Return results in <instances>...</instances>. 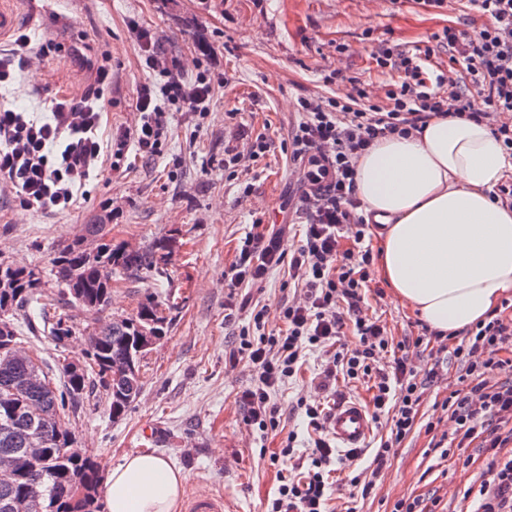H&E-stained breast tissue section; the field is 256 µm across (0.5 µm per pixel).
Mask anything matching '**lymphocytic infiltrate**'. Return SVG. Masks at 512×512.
Returning <instances> with one entry per match:
<instances>
[{
	"label": "lymphocytic infiltrate",
	"mask_w": 512,
	"mask_h": 512,
	"mask_svg": "<svg viewBox=\"0 0 512 512\" xmlns=\"http://www.w3.org/2000/svg\"><path fill=\"white\" fill-rule=\"evenodd\" d=\"M467 2L490 20L478 33L447 26L422 48H377V66L399 75L386 93V106L362 107L366 91L356 84L343 99L298 97L291 143L293 157L305 163L307 188L295 210L303 226L301 243L288 252L282 247V231L246 234L228 270L232 286L258 288L284 265L299 292L282 311L284 330L266 331V310L254 307L252 330H241L238 342L224 354L226 364L245 361L256 372L255 383L237 398L247 425L263 433L277 429L281 408L276 391L300 370L304 350L323 355L315 379L322 401L297 405L311 432L306 467L282 478L266 512H329L330 467L346 461L326 427L332 405L345 400L336 388L337 377L371 380V418L391 422L366 476L348 479L352 494L366 499L376 490L392 448L414 431L421 396L438 376L434 367L418 372L409 339L394 341L386 326L362 309L372 257L364 244L367 220L356 191V163L379 138L420 129L436 115L486 123L512 155V0ZM129 27L137 34L145 68L158 72L160 79L140 87L136 123L110 141L99 136L104 91L112 83L110 49L101 51L81 97L55 99L48 118L0 104V184L14 189L27 210H71L100 159L109 160L116 171L132 148L146 159L162 156L167 106L206 111L218 77L205 68L185 78L166 63L148 30L135 20ZM439 47L459 65L458 77L433 68L431 58ZM347 330L358 344L344 351L336 343ZM463 334L452 351L460 386L442 408L456 425L459 447L475 443L486 455L475 512H512V358L498 356L499 350L512 348V316L491 314Z\"/></svg>",
	"instance_id": "1"
}]
</instances>
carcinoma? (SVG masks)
<instances>
[{
    "mask_svg": "<svg viewBox=\"0 0 512 512\" xmlns=\"http://www.w3.org/2000/svg\"><path fill=\"white\" fill-rule=\"evenodd\" d=\"M86 234L100 241L94 257L85 254L82 239L65 245L53 258L55 278L61 294L70 302L98 313L104 310L112 293V275L120 270L137 274L157 268L159 245L145 252L130 253L112 248L106 225L88 224ZM0 280L13 288L0 290V307L15 311L35 299L41 287L37 274L24 267H0ZM44 322L51 324L53 340L65 346L72 329L62 316L41 308ZM148 327L165 331V316L152 297L140 303L136 314L109 321L93 328L89 338L87 369L80 374L66 371L64 359L58 365L66 377L65 389L53 382L31 388L25 383L27 364L0 357V450L21 453L29 447V438L40 431L47 441L45 457L26 466L12 484L0 483V512H101L99 488L102 476L97 461L90 454L72 456L61 453L71 448L75 438L60 425L68 403L74 402L85 389L98 385L106 391L112 418L129 410L127 398L138 396L140 375L126 372V360L134 347L137 333ZM84 484L86 494L76 498L69 493L73 478Z\"/></svg>",
    "mask_w": 512,
    "mask_h": 512,
    "instance_id": "carcinoma-1",
    "label": "carcinoma"
}]
</instances>
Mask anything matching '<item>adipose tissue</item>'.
I'll return each instance as SVG.
<instances>
[{
	"label": "adipose tissue",
	"mask_w": 512,
	"mask_h": 512,
	"mask_svg": "<svg viewBox=\"0 0 512 512\" xmlns=\"http://www.w3.org/2000/svg\"><path fill=\"white\" fill-rule=\"evenodd\" d=\"M512 158L481 123L434 117L379 139L357 162V195L380 224L379 270L394 298L450 336L512 293V206L493 195ZM185 475L149 453L112 466L105 512H176Z\"/></svg>",
	"instance_id": "1"
}]
</instances>
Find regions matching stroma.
<instances>
[{"mask_svg":"<svg viewBox=\"0 0 512 512\" xmlns=\"http://www.w3.org/2000/svg\"><path fill=\"white\" fill-rule=\"evenodd\" d=\"M18 31L61 44L60 54L29 55L19 85L0 91V103L43 112L50 100L79 97L91 78L98 47L112 49V91L105 98L103 135L134 125L137 90L148 76L128 21L136 19L161 39L168 58L185 76L202 63L224 75L207 111L171 109L168 145L162 158L130 155L126 168L102 167L87 187L89 200L70 212L36 215L15 193L0 191V260L39 272L42 291L54 299L73 328L65 351L81 356L93 327L136 313L153 297L167 329L141 362L142 390L123 418H112L102 388L87 390L66 410L64 420L79 447L104 466L142 451L169 460L186 477L184 493L233 497L237 512H265L276 494L287 460L271 462L281 434L250 429L236 402L255 382L247 362L224 365V348L236 339L250 315L229 311L227 272L253 224L268 229L288 223L301 192L303 165L289 147L295 100L303 93L332 97L340 88L325 83L333 70L370 84L372 104L386 106L385 91L397 73L381 71L372 58L384 43L401 48L424 44L445 26L466 23L470 33L488 25L459 0L429 13L414 0H12ZM272 142L264 155H249L252 139ZM237 147L243 164L224 168L225 147ZM89 224L107 225L112 244L129 251L165 245L166 275L123 272L112 277L109 306L93 313L58 296L52 260L57 250L82 237ZM293 286L284 270H274L264 288L253 291L265 305L267 326L281 327L280 313ZM366 312L386 324L394 340L422 335V322L396 302L381 277L366 293ZM23 347L53 363L58 351L39 330L36 307L13 317ZM316 355H307L298 376L276 393L284 431L308 434L292 407L312 398ZM455 371L425 390L420 422L400 447L374 496L332 498L331 512H391L397 501L435 495L436 512H462V494L480 483L483 461L463 467L432 449L451 430L442 402L458 388Z\"/></svg>","mask_w":512,"mask_h":512,"instance_id":"obj_1","label":"stroma"}]
</instances>
